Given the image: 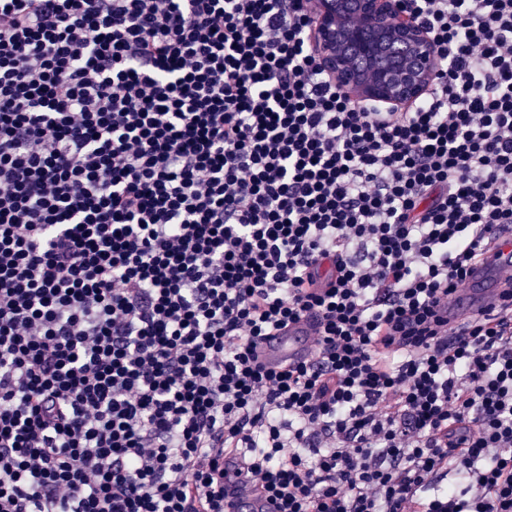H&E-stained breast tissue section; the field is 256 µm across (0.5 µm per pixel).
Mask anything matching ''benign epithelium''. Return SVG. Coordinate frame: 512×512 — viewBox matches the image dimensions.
Returning <instances> with one entry per match:
<instances>
[{
    "mask_svg": "<svg viewBox=\"0 0 512 512\" xmlns=\"http://www.w3.org/2000/svg\"><path fill=\"white\" fill-rule=\"evenodd\" d=\"M311 8L314 54L353 101L377 98L403 110L441 67L426 29L397 0H314Z\"/></svg>",
    "mask_w": 512,
    "mask_h": 512,
    "instance_id": "benign-epithelium-1",
    "label": "benign epithelium"
}]
</instances>
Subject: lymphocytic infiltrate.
I'll return each instance as SVG.
<instances>
[{
	"label": "lymphocytic infiltrate",
	"instance_id": "f902f5d3",
	"mask_svg": "<svg viewBox=\"0 0 512 512\" xmlns=\"http://www.w3.org/2000/svg\"><path fill=\"white\" fill-rule=\"evenodd\" d=\"M310 0H0V512H512V0H399L444 65L353 104ZM312 358L256 341L305 315ZM493 250L486 261L470 268L466 288L448 293V336L463 337L465 325L472 319L485 318L502 302V288L512 283V229L497 230ZM224 486V508L227 512H253L268 507L257 497L252 481L245 474H238L232 467H226Z\"/></svg>",
	"mask_w": 512,
	"mask_h": 512
}]
</instances>
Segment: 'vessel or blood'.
I'll return each mask as SVG.
<instances>
[{
	"label": "vessel or blood",
	"mask_w": 512,
	"mask_h": 512,
	"mask_svg": "<svg viewBox=\"0 0 512 512\" xmlns=\"http://www.w3.org/2000/svg\"><path fill=\"white\" fill-rule=\"evenodd\" d=\"M508 283H512V228L506 226L496 231L493 249L486 261L470 268L465 287L449 293V337H463L470 320L487 317L497 310L502 302L503 287ZM319 330V319L305 316L276 335L262 337L255 346L259 363L265 369L277 371L304 362ZM224 485L226 512H262L265 503L257 497L248 477L230 467L226 470Z\"/></svg>",
	"instance_id": "vessel-or-blood-1"
}]
</instances>
